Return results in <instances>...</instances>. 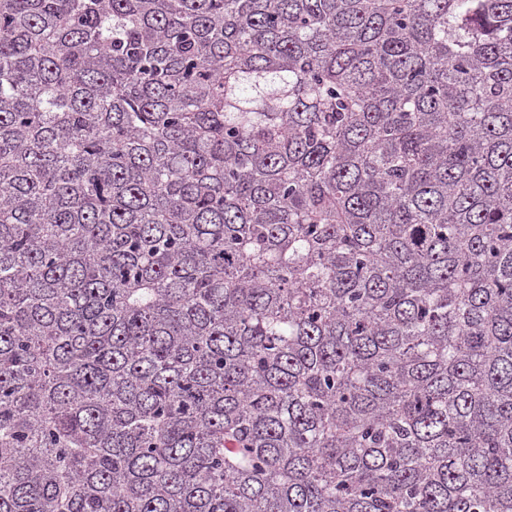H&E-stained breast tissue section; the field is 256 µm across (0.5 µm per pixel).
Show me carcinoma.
I'll return each mask as SVG.
<instances>
[{
    "label": "carcinoma",
    "mask_w": 512,
    "mask_h": 512,
    "mask_svg": "<svg viewBox=\"0 0 512 512\" xmlns=\"http://www.w3.org/2000/svg\"><path fill=\"white\" fill-rule=\"evenodd\" d=\"M0 512H512V0H0Z\"/></svg>",
    "instance_id": "carcinoma-1"
}]
</instances>
